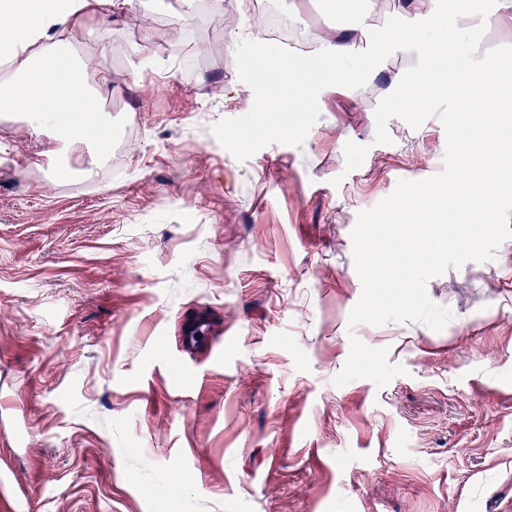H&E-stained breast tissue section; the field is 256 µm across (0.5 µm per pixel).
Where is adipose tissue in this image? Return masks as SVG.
<instances>
[{
  "instance_id": "obj_1",
  "label": "adipose tissue",
  "mask_w": 512,
  "mask_h": 512,
  "mask_svg": "<svg viewBox=\"0 0 512 512\" xmlns=\"http://www.w3.org/2000/svg\"><path fill=\"white\" fill-rule=\"evenodd\" d=\"M132 0H0V16L11 24L0 25V60L9 63V78L0 81V112L41 122L60 144L59 157L80 146L91 159L102 153L101 141L112 131V114L97 103V91L88 80L87 64L75 49L76 23L99 9L122 11ZM373 9L356 14L354 25L322 32L314 51L288 70L292 92L279 112L301 113L310 109V88L341 91L347 86V64L358 53L355 36L372 28ZM405 16L411 20L413 41L406 51L414 58L411 71H397L393 83L399 89L402 111H420L431 87L460 91L456 106L468 113L461 130L477 166L466 168L465 187L454 199L465 212L484 211L479 194L468 191L471 183L493 189L500 171L512 164L504 145L512 139L500 123L512 110V70L497 51L480 50L474 34L495 32L512 40V0H499L496 9L475 14L472 24L457 0L432 8L428 0H406ZM333 66H323V58Z\"/></svg>"
}]
</instances>
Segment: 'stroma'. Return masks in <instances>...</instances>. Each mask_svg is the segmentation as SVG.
Returning a JSON list of instances; mask_svg holds the SVG:
<instances>
[{"label":"stroma","instance_id":"obj_1","mask_svg":"<svg viewBox=\"0 0 512 512\" xmlns=\"http://www.w3.org/2000/svg\"><path fill=\"white\" fill-rule=\"evenodd\" d=\"M318 32L325 0H270ZM190 19L181 28L170 20ZM208 0L77 24L103 161L0 115V500L15 512H512V239L428 280L452 318L349 326L359 212L444 167L439 116L332 91L277 120ZM212 350L179 340L203 314ZM405 375L337 387L351 337Z\"/></svg>","mask_w":512,"mask_h":512}]
</instances>
